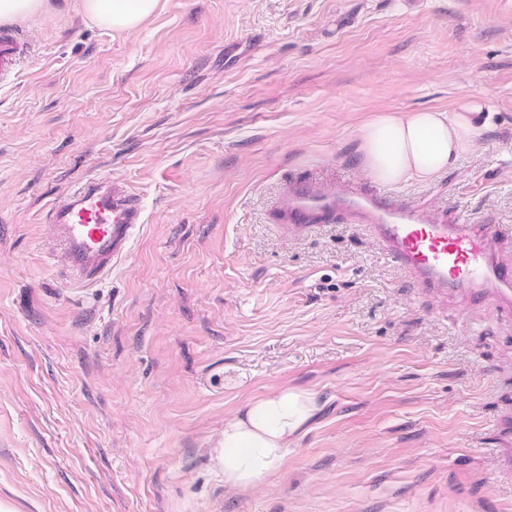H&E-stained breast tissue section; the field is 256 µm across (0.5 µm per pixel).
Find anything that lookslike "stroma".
Returning <instances> with one entry per match:
<instances>
[{"instance_id":"stroma-1","label":"stroma","mask_w":512,"mask_h":512,"mask_svg":"<svg viewBox=\"0 0 512 512\" xmlns=\"http://www.w3.org/2000/svg\"><path fill=\"white\" fill-rule=\"evenodd\" d=\"M54 0L0 81V512H512V320L439 303L289 182L373 186L377 115L480 102L434 181L387 192L512 230V0H159L136 29ZM105 174L144 222L69 277L54 201ZM314 391L278 475L224 486L247 401Z\"/></svg>"}]
</instances>
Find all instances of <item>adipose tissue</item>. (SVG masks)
Masks as SVG:
<instances>
[{
  "label": "adipose tissue",
  "mask_w": 512,
  "mask_h": 512,
  "mask_svg": "<svg viewBox=\"0 0 512 512\" xmlns=\"http://www.w3.org/2000/svg\"><path fill=\"white\" fill-rule=\"evenodd\" d=\"M156 7L157 0H79L86 21L114 31L138 27ZM480 134L467 107L453 114L440 109L386 114L360 128L357 153L364 171L377 182H425L453 166ZM323 406L313 391L285 387L246 402L225 419L216 442L225 487L266 485L279 472L288 447Z\"/></svg>",
  "instance_id": "1"
}]
</instances>
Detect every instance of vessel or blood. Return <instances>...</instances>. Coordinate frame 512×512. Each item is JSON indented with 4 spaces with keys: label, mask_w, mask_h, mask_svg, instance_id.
<instances>
[{
    "label": "vessel or blood",
    "mask_w": 512,
    "mask_h": 512,
    "mask_svg": "<svg viewBox=\"0 0 512 512\" xmlns=\"http://www.w3.org/2000/svg\"><path fill=\"white\" fill-rule=\"evenodd\" d=\"M26 52L16 31H0V79L13 74ZM339 211L363 224L419 289L512 314V256L504 254L499 225L471 223L456 210H418L372 188L331 190L317 179L291 183L278 220L300 232ZM49 221L74 277L92 284L127 252L142 215L136 196L106 176L66 193L53 204Z\"/></svg>",
    "instance_id": "b4317fda"
}]
</instances>
